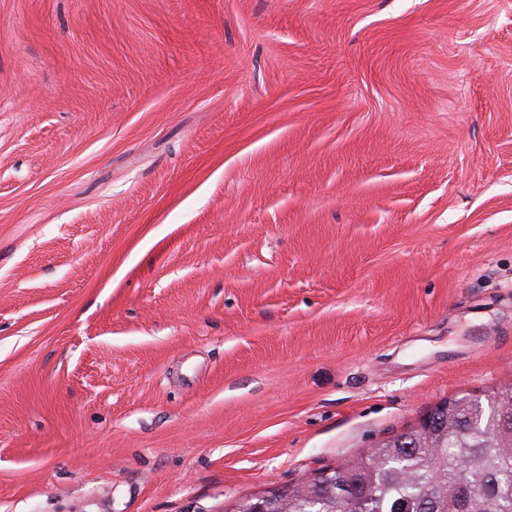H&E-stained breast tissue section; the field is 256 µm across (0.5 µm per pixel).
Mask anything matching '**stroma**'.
I'll return each instance as SVG.
<instances>
[{
    "label": "stroma",
    "instance_id": "stroma-1",
    "mask_svg": "<svg viewBox=\"0 0 512 512\" xmlns=\"http://www.w3.org/2000/svg\"><path fill=\"white\" fill-rule=\"evenodd\" d=\"M512 384V0H0V512H232Z\"/></svg>",
    "mask_w": 512,
    "mask_h": 512
}]
</instances>
